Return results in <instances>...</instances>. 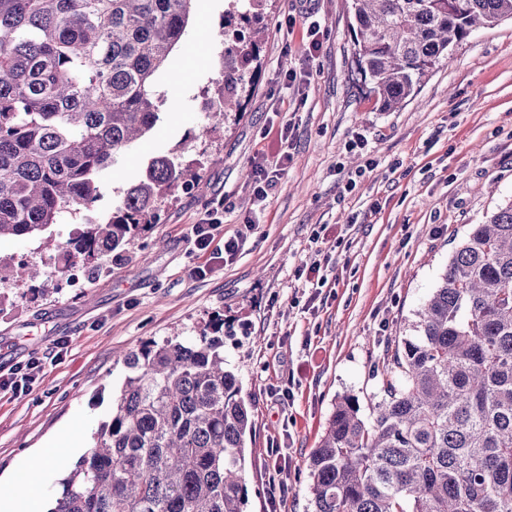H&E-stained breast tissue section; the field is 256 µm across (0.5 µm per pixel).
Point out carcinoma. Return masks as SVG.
<instances>
[{
	"mask_svg": "<svg viewBox=\"0 0 512 512\" xmlns=\"http://www.w3.org/2000/svg\"><path fill=\"white\" fill-rule=\"evenodd\" d=\"M194 0H0V239L34 238L101 196L100 176L160 121L157 82ZM229 15L216 112L239 106L258 58L262 7ZM358 74L390 112L415 99L448 51L512 19V0H348ZM199 174L160 155L112 215L69 239L103 266ZM40 272L0 265V282ZM384 357L370 418L339 397L308 457L312 512H512V201L474 224ZM150 340L90 450L49 512H245L251 407L224 366V337Z\"/></svg>",
	"mask_w": 512,
	"mask_h": 512,
	"instance_id": "obj_1",
	"label": "carcinoma"
}]
</instances>
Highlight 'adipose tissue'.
Returning <instances> with one entry per match:
<instances>
[{"instance_id": "adipose-tissue-1", "label": "adipose tissue", "mask_w": 512, "mask_h": 512, "mask_svg": "<svg viewBox=\"0 0 512 512\" xmlns=\"http://www.w3.org/2000/svg\"><path fill=\"white\" fill-rule=\"evenodd\" d=\"M80 446L81 440L72 429H62L43 447L33 451L29 468L24 474L8 473L1 476L0 483L7 485L10 492L0 497V512H48V503L29 495L27 489L41 473L61 463L64 451L75 452Z\"/></svg>"}]
</instances>
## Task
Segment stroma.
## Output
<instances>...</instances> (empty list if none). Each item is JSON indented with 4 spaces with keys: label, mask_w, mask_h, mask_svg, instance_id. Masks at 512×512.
I'll list each match as a JSON object with an SVG mask.
<instances>
[{
    "label": "stroma",
    "mask_w": 512,
    "mask_h": 512,
    "mask_svg": "<svg viewBox=\"0 0 512 512\" xmlns=\"http://www.w3.org/2000/svg\"><path fill=\"white\" fill-rule=\"evenodd\" d=\"M229 0H194L187 33L159 78L161 119L103 173L102 195L79 216L62 214L34 239H1L0 259L36 264L45 289L0 286V373L30 358L43 368L27 392L0 390V474L27 470L33 449L65 426L92 446L123 383L121 354L147 339L197 336L224 320V361L253 403L247 439L245 512H311L306 461L338 396L363 414L380 399L388 346L412 336L424 306L472 225L512 199V21L458 43L413 101L379 111L354 62L346 0H267L253 83L217 132L204 103L224 58V41L199 44L198 25L220 30ZM295 16L286 33L287 16ZM323 31L310 85L289 86L302 68L309 21ZM293 122L292 161L265 210L253 203V160L275 163L272 125ZM364 148L350 149L354 138ZM181 149L198 164L200 186L159 207L157 224L100 269L86 286L56 288L58 246L104 221L120 193L153 157ZM376 168L364 171L367 159ZM357 186H341L350 175ZM224 202V232L258 227L232 264L198 275L206 258L187 238L212 201ZM340 242L327 287L296 275L316 249L313 229ZM289 390L288 404L277 395ZM289 467L288 498L273 506L271 445Z\"/></svg>",
    "instance_id": "obj_1"
}]
</instances>
